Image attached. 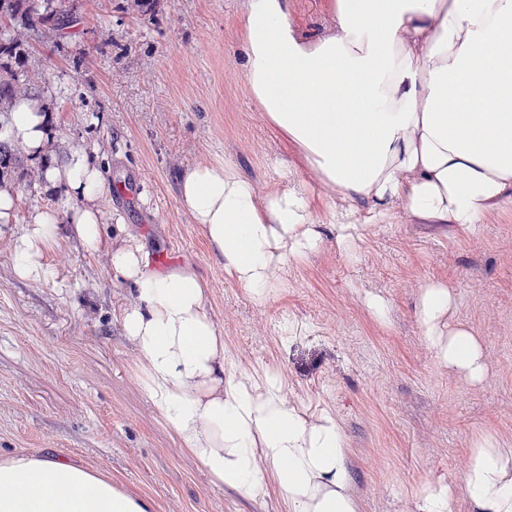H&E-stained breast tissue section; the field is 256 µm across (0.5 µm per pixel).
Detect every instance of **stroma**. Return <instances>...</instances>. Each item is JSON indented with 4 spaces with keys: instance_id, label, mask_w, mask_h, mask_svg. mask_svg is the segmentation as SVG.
I'll list each match as a JSON object with an SVG mask.
<instances>
[{
    "instance_id": "stroma-1",
    "label": "stroma",
    "mask_w": 512,
    "mask_h": 512,
    "mask_svg": "<svg viewBox=\"0 0 512 512\" xmlns=\"http://www.w3.org/2000/svg\"><path fill=\"white\" fill-rule=\"evenodd\" d=\"M246 7L60 0L65 23L42 40L0 23V35L29 47L20 86L53 99L58 156L75 145L100 156L106 218L101 246L87 248L28 155L5 178L18 206L11 223H0V458L29 453L100 470L155 512H285L278 495L255 503L213 484L143 392L139 353L122 328L132 296L108 262L130 234L151 259L190 264L206 282L230 371H278L305 415H336L361 512H416L414 492L457 479L475 434L512 444V206L493 209L468 233L408 219L397 207L372 224L360 202L352 206L358 236L338 245L332 216L345 201L296 168L243 86L237 19ZM226 158L258 192L289 175L321 201V246L279 273L262 306L225 279L178 201L187 168ZM48 206L60 209L59 235L44 254L49 274L21 279L14 241L30 213ZM117 215L127 233L115 230ZM431 281L455 296L450 323L483 338L487 382L468 384L437 363L414 316ZM370 294L387 299L384 317L368 310ZM288 322L299 334L287 344Z\"/></svg>"
}]
</instances>
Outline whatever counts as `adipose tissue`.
Listing matches in <instances>:
<instances>
[{
  "instance_id": "obj_1",
  "label": "adipose tissue",
  "mask_w": 512,
  "mask_h": 512,
  "mask_svg": "<svg viewBox=\"0 0 512 512\" xmlns=\"http://www.w3.org/2000/svg\"><path fill=\"white\" fill-rule=\"evenodd\" d=\"M331 28L306 37L288 0H248L242 80L265 120L300 164L347 202L371 206L372 221L400 205L412 219L475 230L512 203V0H319ZM58 115L19 97L0 137L36 160L47 188L77 202L76 230L102 240L100 165L83 149L48 152ZM179 201L200 224L225 279L269 302L276 276L321 241L309 193L272 185L265 195L232 160L197 165ZM59 212H34L13 251L20 278L43 279V254ZM128 284L122 315L139 350L142 388L182 449L212 483L254 502L279 493L288 512H359L342 427L329 412L302 418L279 373H229L224 336L209 315L207 288L191 265L159 273L136 239L110 250ZM447 285L419 290L416 319L436 360L467 383L487 381L484 342L467 326L443 327ZM512 512V448L495 434L473 437L458 482H429L417 512ZM0 512H154L111 476L48 456L0 460Z\"/></svg>"
}]
</instances>
